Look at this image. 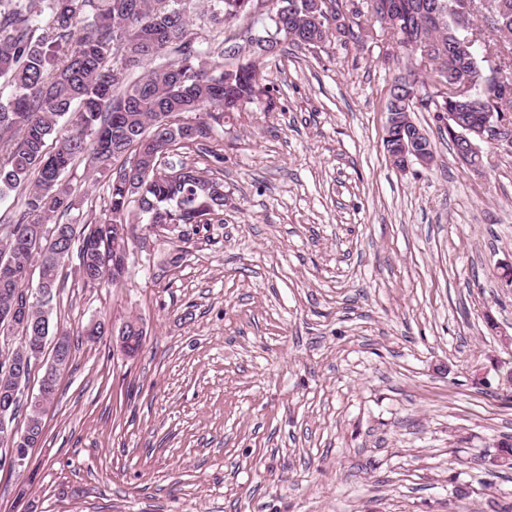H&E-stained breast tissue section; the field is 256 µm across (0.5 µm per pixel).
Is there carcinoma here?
<instances>
[{
  "label": "carcinoma",
  "instance_id": "1",
  "mask_svg": "<svg viewBox=\"0 0 512 512\" xmlns=\"http://www.w3.org/2000/svg\"><path fill=\"white\" fill-rule=\"evenodd\" d=\"M47 23L22 0H0V200L14 193L22 206L0 229V329L9 322L18 293L29 290L27 275L51 289L44 304L23 313L28 324L45 323L46 335H60L75 350L70 333L53 319V302L70 263L85 288L103 282L119 284L127 266L112 253V225L128 227L127 241L136 238L137 224H222L224 180L204 176L201 169L175 151L195 147L211 165L224 162V142L217 128L224 116L265 100L273 104L274 88L256 82L263 53L280 51L264 42L265 52L231 68L206 66L207 50L190 31L184 3L188 0H51ZM391 0H363V13L346 29L356 38L373 40L390 32ZM252 0H214V18L236 26L249 22L262 33L270 18L251 16ZM316 25L299 10L281 17L292 28L291 45L331 43L329 19ZM84 28L78 37L76 32ZM455 71L480 87L487 71L475 48L466 58L446 48ZM167 63L150 67L159 56ZM141 72L131 80L129 76ZM110 173L101 219L77 220L80 202L65 179L79 160ZM19 341H0V391L15 377L11 361L31 344L24 330ZM89 342L112 335L103 318L82 331ZM55 389L41 404L13 406L12 419L24 416L32 438L44 431V414Z\"/></svg>",
  "mask_w": 512,
  "mask_h": 512
}]
</instances>
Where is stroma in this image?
<instances>
[{
    "instance_id": "obj_1",
    "label": "stroma",
    "mask_w": 512,
    "mask_h": 512,
    "mask_svg": "<svg viewBox=\"0 0 512 512\" xmlns=\"http://www.w3.org/2000/svg\"><path fill=\"white\" fill-rule=\"evenodd\" d=\"M401 67L286 46L275 106L224 121V221L142 225L117 286L67 275L78 332L141 316L133 358L79 343L0 512H501L512 469V154L477 175L433 113L429 165L383 145Z\"/></svg>"
}]
</instances>
